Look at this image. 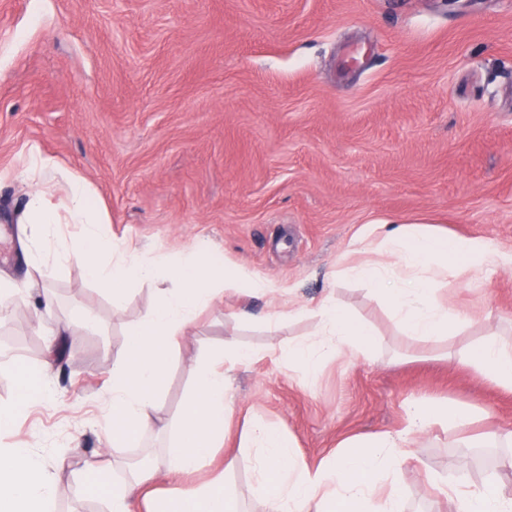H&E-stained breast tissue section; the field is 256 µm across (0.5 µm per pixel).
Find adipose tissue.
Segmentation results:
<instances>
[{
    "mask_svg": "<svg viewBox=\"0 0 512 512\" xmlns=\"http://www.w3.org/2000/svg\"><path fill=\"white\" fill-rule=\"evenodd\" d=\"M20 175L64 182L59 203H52L41 191L27 193L22 202L16 221L22 226L20 244L28 267L40 270L51 260L63 263L77 258L116 312L123 309L131 285L161 276L169 282L131 329L121 359L112 364L108 394L112 445L136 446L154 425L168 355L177 336L224 293L239 286H247L258 297H275L278 290L224 266L202 244L171 254L144 251L126 240L108 237L104 231L107 212L87 181L63 170L52 157L31 154ZM63 224L74 225L76 235L62 236L59 227ZM357 242L363 248L383 251L387 259L351 263L347 274L369 284L406 334L420 341L451 336L459 326L439 296L449 285L452 265L463 264L478 274L512 269V249L489 240L424 232L412 224H368ZM315 314L319 319L316 338L291 344L285 351L288 361L305 377L315 376L323 360L342 348L362 354L372 342L367 325L341 311L333 298L322 299ZM250 359L249 351L228 339L222 353L198 363L180 420L156 463L128 465L124 478L116 481L112 473L119 458L97 455L87 460L85 475L102 488L108 512H236L234 498L220 477L161 495L151 487L159 474H194L211 465L227 434L230 374ZM457 359L512 392V340H485L458 353ZM8 379L15 396L0 406L1 428L52 392L50 380L39 371L13 370ZM479 417L487 420L491 414L463 405L415 402L407 409L404 430L350 438L329 458L311 466L299 457L285 432L248 414L242 421L240 445L254 452V490L262 512H398L404 491L391 476L413 461L409 446L415 435L436 426L455 440H470L476 448L493 442L512 444V427L467 436V427ZM434 489L452 503L453 512H512V482L475 486L462 478L437 483ZM56 495V477L36 448L23 442L0 445V512H50Z\"/></svg>",
    "mask_w": 512,
    "mask_h": 512,
    "instance_id": "adipose-tissue-1",
    "label": "adipose tissue"
}]
</instances>
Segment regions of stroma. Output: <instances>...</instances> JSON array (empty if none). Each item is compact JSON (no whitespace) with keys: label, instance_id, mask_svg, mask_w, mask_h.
<instances>
[{"label":"stroma","instance_id":"obj_1","mask_svg":"<svg viewBox=\"0 0 512 512\" xmlns=\"http://www.w3.org/2000/svg\"><path fill=\"white\" fill-rule=\"evenodd\" d=\"M82 175L108 209V235L177 253L206 242L223 262L279 287L281 319L243 325L264 299L225 293L178 338L156 430L134 448L107 435V389L155 283L122 313L74 262L28 272L8 221L28 186L29 150ZM0 271L32 275L54 300L38 315L0 308V354L32 372L48 332L65 330L51 400L29 406L5 441L35 439L55 467L53 512H105L81 474L97 454L154 453L176 422L200 358L235 338L226 416L230 476L256 512L244 414L284 429L315 465L354 435L397 432L416 400L491 411L512 424V393L440 349L512 332V272L457 268L440 297L457 335L406 336L368 285L337 277L363 225L417 224L512 248V0H0ZM372 332L365 354L335 355L298 380L277 349L313 337L326 295ZM422 469L403 466L402 512H449L431 477L502 478L503 448H465L439 429L419 436Z\"/></svg>","mask_w":512,"mask_h":512}]
</instances>
